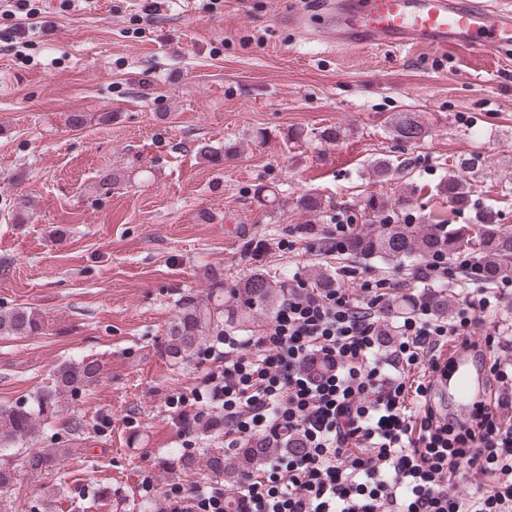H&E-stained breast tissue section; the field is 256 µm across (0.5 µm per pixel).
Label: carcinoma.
Instances as JSON below:
<instances>
[{
    "mask_svg": "<svg viewBox=\"0 0 512 512\" xmlns=\"http://www.w3.org/2000/svg\"><path fill=\"white\" fill-rule=\"evenodd\" d=\"M393 135L406 143L423 141L428 128L414 112H400L392 122ZM374 174L387 181H400L409 175L407 165H393L387 158L372 162ZM439 192L448 197L451 211L468 207L475 196V185L460 174H450ZM254 202L260 208L279 204L275 189L258 186L253 191ZM325 208V199L317 192L299 196L295 209L317 213ZM388 209V201L369 195L363 199L361 211L379 215ZM337 254L346 259L378 258L386 262H425L433 257L462 261L477 271V276L488 286L512 278V227L499 224L490 211L476 216L470 224H453L445 219L439 224H388L375 232H356L347 239ZM210 288L206 295L191 299L179 306L177 314L166 331L164 351L174 363L199 351L211 337L224 331V323H248L259 316L277 311L288 298V285L276 271L258 268L233 288H224L221 273L209 276ZM404 306L412 310L424 306L439 315L448 312V294L426 293L408 297ZM45 328L38 312L25 306L0 310V336H35ZM103 367L96 359L63 362L53 369L50 385L36 393L33 403L0 405V450L17 449L22 455L25 474L51 472L58 459L67 454L66 448H35L33 442L43 425L60 420L67 433L81 436L86 424L80 417L63 416L62 404L76 393L100 385ZM196 437L222 427V416L213 413L206 419L188 424ZM272 452L270 448H241L234 459L227 460L218 448L204 454L206 471L213 477L232 480L240 472L259 465ZM182 474L188 481H196V456L182 455L177 459Z\"/></svg>",
    "mask_w": 512,
    "mask_h": 512,
    "instance_id": "obj_1",
    "label": "carcinoma"
}]
</instances>
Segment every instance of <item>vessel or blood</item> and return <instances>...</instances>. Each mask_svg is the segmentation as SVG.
<instances>
[{"label":"vessel or blood","mask_w":512,"mask_h":512,"mask_svg":"<svg viewBox=\"0 0 512 512\" xmlns=\"http://www.w3.org/2000/svg\"><path fill=\"white\" fill-rule=\"evenodd\" d=\"M327 10L333 42L452 48L475 57L512 50V8L492 11L485 0H332ZM486 376L481 355L461 345L437 371L435 389L455 422L470 420L485 397Z\"/></svg>","instance_id":"1"}]
</instances>
